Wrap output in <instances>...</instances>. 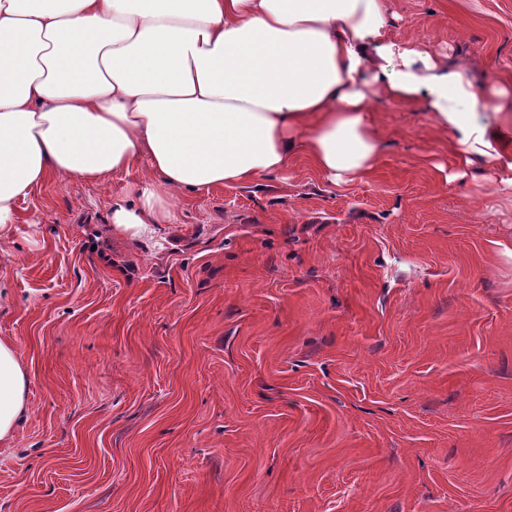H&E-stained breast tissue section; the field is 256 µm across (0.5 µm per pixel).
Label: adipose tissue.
Instances as JSON below:
<instances>
[{"label": "adipose tissue", "instance_id": "1", "mask_svg": "<svg viewBox=\"0 0 512 512\" xmlns=\"http://www.w3.org/2000/svg\"><path fill=\"white\" fill-rule=\"evenodd\" d=\"M387 0H0V248L50 178L107 185L145 165L112 228L176 220L185 192L247 185L302 155L337 185L383 148L370 104L427 103L448 147L512 185V90L387 36ZM28 371L0 339V444L28 410Z\"/></svg>", "mask_w": 512, "mask_h": 512}]
</instances>
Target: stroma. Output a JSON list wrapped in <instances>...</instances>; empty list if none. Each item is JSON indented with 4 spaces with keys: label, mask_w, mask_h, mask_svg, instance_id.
I'll return each mask as SVG.
<instances>
[{
    "label": "stroma",
    "mask_w": 512,
    "mask_h": 512,
    "mask_svg": "<svg viewBox=\"0 0 512 512\" xmlns=\"http://www.w3.org/2000/svg\"><path fill=\"white\" fill-rule=\"evenodd\" d=\"M389 9L391 39L512 85V0ZM371 109L367 180L300 156L182 195L150 239L110 224L138 168L19 201L0 512H512V188L456 177L420 104ZM28 371L14 344L0 339V444L8 443L28 411Z\"/></svg>",
    "instance_id": "obj_1"
}]
</instances>
